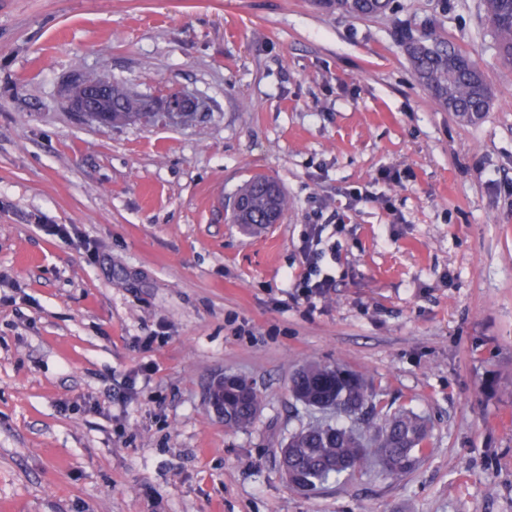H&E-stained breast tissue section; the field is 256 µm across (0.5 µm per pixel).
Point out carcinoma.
<instances>
[{"label": "carcinoma", "mask_w": 512, "mask_h": 512, "mask_svg": "<svg viewBox=\"0 0 512 512\" xmlns=\"http://www.w3.org/2000/svg\"><path fill=\"white\" fill-rule=\"evenodd\" d=\"M322 5L371 17L385 13L391 0H322ZM482 7L499 55L511 63L512 0H482ZM406 50L418 79L461 120L475 122L488 110L491 88L462 51L430 35L407 39ZM149 106L151 100L112 85L113 121L139 122ZM239 194L246 200L247 211L233 207L232 221L250 231L265 226L269 212L282 216L288 210L287 196L266 176L254 177ZM290 392L304 405L338 418L336 422L318 420L288 438V454L281 457V467L288 470V483L302 491L317 493L330 478L371 466L389 477H401L414 468L427 443L424 420L410 410L385 414L371 426H360L364 416L376 412L377 404L363 375L344 366L308 362L293 374ZM210 401L224 415V426L238 430L254 422L261 395L252 385L225 380L212 387Z\"/></svg>", "instance_id": "obj_1"}]
</instances>
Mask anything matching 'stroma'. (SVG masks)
<instances>
[{
  "mask_svg": "<svg viewBox=\"0 0 512 512\" xmlns=\"http://www.w3.org/2000/svg\"><path fill=\"white\" fill-rule=\"evenodd\" d=\"M428 30L484 74L481 120L416 77ZM76 71L208 110L88 123ZM256 175L288 211L254 234L226 213ZM312 224L336 286L307 315L286 298ZM313 360L426 419L410 473L289 485ZM226 376L262 396L248 428L210 404ZM0 512H512V63L481 0H0ZM326 9L344 12L356 17H371L385 13L391 0H322Z\"/></svg>",
  "mask_w": 512,
  "mask_h": 512,
  "instance_id": "35a3bbf8",
  "label": "stroma"
}]
</instances>
